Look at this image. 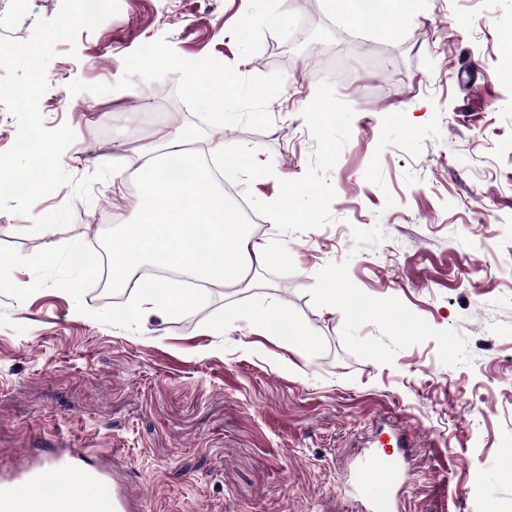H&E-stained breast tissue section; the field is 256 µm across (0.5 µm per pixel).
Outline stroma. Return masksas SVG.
I'll use <instances>...</instances> for the list:
<instances>
[{
	"label": "stroma",
	"mask_w": 512,
	"mask_h": 512,
	"mask_svg": "<svg viewBox=\"0 0 512 512\" xmlns=\"http://www.w3.org/2000/svg\"><path fill=\"white\" fill-rule=\"evenodd\" d=\"M119 3L47 67L64 170L131 166L167 131L223 143L226 203L280 257L119 325L86 259L138 223L130 175L0 211V468L75 448L136 512H362L383 487L361 461L403 437L404 512H512V0L359 27L331 0ZM60 7L0 0V23L24 42ZM286 201L309 222H274ZM269 307L299 335L257 330ZM189 87L192 91L200 95L207 101L209 106L216 111H223L224 99L223 96L211 93V84L209 80L203 75L196 73L190 83Z\"/></svg>",
	"instance_id": "1"
}]
</instances>
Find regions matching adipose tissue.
Instances as JSON below:
<instances>
[{"label":"adipose tissue","instance_id":"ef3b65f1","mask_svg":"<svg viewBox=\"0 0 512 512\" xmlns=\"http://www.w3.org/2000/svg\"><path fill=\"white\" fill-rule=\"evenodd\" d=\"M159 165V159L150 157L141 167L143 188L136 203L141 221L127 225L112 250L114 282H127L146 264H175L194 280L236 286L247 281L253 269L274 259V251L254 241L243 225L228 222L224 197L215 191L208 174L200 171L177 183L162 174ZM184 294L169 280L158 281L122 307L117 317L180 313Z\"/></svg>","mask_w":512,"mask_h":512}]
</instances>
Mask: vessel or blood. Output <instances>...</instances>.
Masks as SVG:
<instances>
[{"label": "vessel or blood", "mask_w": 512, "mask_h": 512, "mask_svg": "<svg viewBox=\"0 0 512 512\" xmlns=\"http://www.w3.org/2000/svg\"><path fill=\"white\" fill-rule=\"evenodd\" d=\"M373 469L380 474L385 489L373 501L371 512H399L398 487L408 481V473L383 462L374 463ZM66 476L96 483L100 488L97 497L72 498L69 512H131L121 476L90 466L82 455L60 449L0 475V512H40L52 499L53 480Z\"/></svg>", "instance_id": "1"}]
</instances>
